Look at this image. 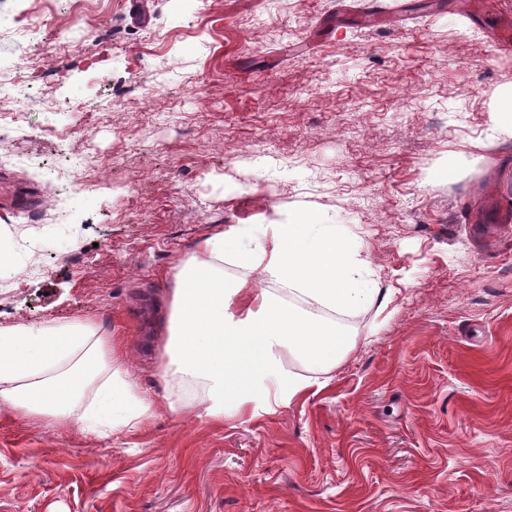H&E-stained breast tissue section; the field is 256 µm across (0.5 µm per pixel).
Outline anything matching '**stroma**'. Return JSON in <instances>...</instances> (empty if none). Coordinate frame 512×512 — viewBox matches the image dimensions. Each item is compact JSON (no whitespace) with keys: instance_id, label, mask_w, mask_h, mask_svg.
<instances>
[{"instance_id":"stroma-1","label":"stroma","mask_w":512,"mask_h":512,"mask_svg":"<svg viewBox=\"0 0 512 512\" xmlns=\"http://www.w3.org/2000/svg\"><path fill=\"white\" fill-rule=\"evenodd\" d=\"M436 2L361 0L397 11L381 31L341 0H0V225L65 199L0 323L96 321L186 404L108 437L0 407V512H512V140L471 146L512 0ZM291 208L362 249L387 308L335 313L325 387L211 420L162 374L156 300L200 237Z\"/></svg>"}]
</instances>
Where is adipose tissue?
I'll list each match as a JSON object with an SVG mask.
<instances>
[{"mask_svg": "<svg viewBox=\"0 0 512 512\" xmlns=\"http://www.w3.org/2000/svg\"><path fill=\"white\" fill-rule=\"evenodd\" d=\"M228 264L239 270L231 281ZM367 271L335 225L298 210L203 236L172 272L164 375L199 383L212 420L274 412L315 383L288 371L284 354L326 373L349 351L328 315L376 305ZM255 272L265 287H254ZM0 406L101 436L143 429L162 407L183 409L144 393L111 332L89 320L0 324Z\"/></svg>", "mask_w": 512, "mask_h": 512, "instance_id": "adipose-tissue-1", "label": "adipose tissue"}]
</instances>
